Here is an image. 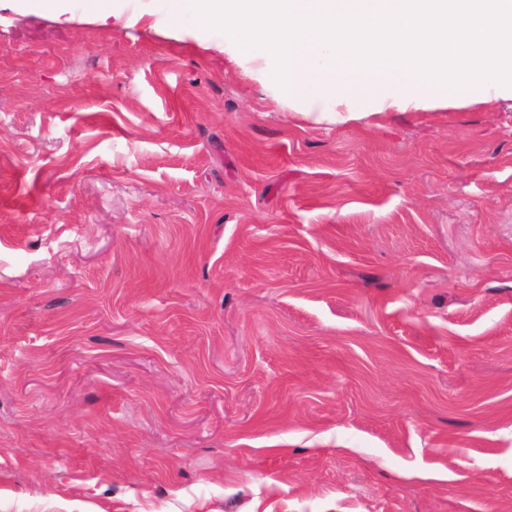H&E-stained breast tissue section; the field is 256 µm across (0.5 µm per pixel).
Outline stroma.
<instances>
[{
  "instance_id": "1",
  "label": "stroma",
  "mask_w": 512,
  "mask_h": 512,
  "mask_svg": "<svg viewBox=\"0 0 512 512\" xmlns=\"http://www.w3.org/2000/svg\"><path fill=\"white\" fill-rule=\"evenodd\" d=\"M161 8L0 0V512H512V100L305 115ZM20 12L52 15L58 19H72L74 0H8Z\"/></svg>"
}]
</instances>
